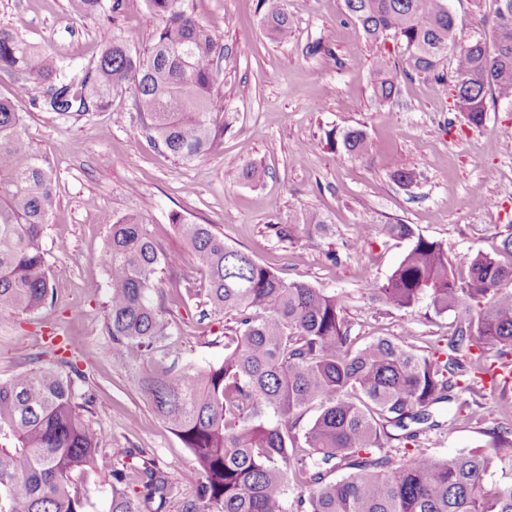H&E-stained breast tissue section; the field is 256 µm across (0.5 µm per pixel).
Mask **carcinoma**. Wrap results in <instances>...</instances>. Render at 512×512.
Masks as SVG:
<instances>
[{
    "label": "carcinoma",
    "instance_id": "cac0c4a2",
    "mask_svg": "<svg viewBox=\"0 0 512 512\" xmlns=\"http://www.w3.org/2000/svg\"><path fill=\"white\" fill-rule=\"evenodd\" d=\"M366 37L394 36L403 66L372 69L375 102L393 99L411 72L449 83L483 123L486 101L512 104V0H494L490 34L466 39L448 0H343ZM160 20L151 45L132 52L116 37L92 73L77 81L40 47L0 28V76L16 93L0 97V322L54 300L43 236L57 197L52 163L25 135L19 102L36 85L34 105L66 115L103 111L118 89L131 91L142 130L168 155L191 161L224 139L216 58L224 54L195 16L194 0H146ZM263 22L277 40L291 30L283 0H260ZM453 58V71L444 61ZM347 154L368 150L360 129L342 135ZM208 277L210 313L236 314L225 336L233 347L219 365L181 368L169 362L172 310L160 273L175 257L154 240L144 213L115 218L104 263L108 302L98 331L108 337L112 364L123 367L160 418L189 449L193 463L173 478L155 456L136 455L139 494L115 469L101 512H170L175 484L190 487L176 512H512V429L484 431L490 450L436 456L421 447L431 408L475 394L479 341L498 357L512 354V225L499 257L482 252L457 277L443 245L410 224H360L356 237L401 239L409 247L370 299L397 310L427 300L460 320L443 358L409 342L353 335L343 300L306 282L290 281L224 241L210 224L172 219ZM326 217L305 212L274 224L281 240L301 243L326 229ZM59 358L0 381V512H90L88 488L77 478L93 470L100 433L81 411L93 404ZM316 416L304 422L308 412ZM397 441L404 448L392 446ZM403 452L395 463L397 452ZM341 471L339 478L333 474ZM308 491L288 502L290 488Z\"/></svg>",
    "mask_w": 512,
    "mask_h": 512
}]
</instances>
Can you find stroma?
Wrapping results in <instances>:
<instances>
[{
  "mask_svg": "<svg viewBox=\"0 0 512 512\" xmlns=\"http://www.w3.org/2000/svg\"><path fill=\"white\" fill-rule=\"evenodd\" d=\"M260 0H196L198 21L224 47L218 103L224 143L184 162L163 153L140 130L128 91L112 95L105 112L58 115L20 102L26 135L54 166L57 206L44 245L55 286L52 305L0 325V379L55 358L45 336L61 328L69 339L82 389L94 403L83 417L103 435L96 473L84 482L101 498L121 450L142 448L172 472L192 456L155 414L124 369L112 365L107 339L96 333L107 308L102 262L118 214L145 211L164 251L179 264L164 271V285L179 294L173 308L176 365H215L224 359L227 317L203 312L207 276L185 248L170 217L178 213L213 225L227 243L304 281L343 297L357 336L414 337L428 350L448 338L455 312L428 303L409 311L372 302L366 281L385 280L406 242L382 236L356 244L358 225L402 222L441 242L454 267L472 255L496 253L512 223V105L488 101L481 126L455 112L449 86L419 75L404 79L392 103L378 106L370 85L377 62L400 61L393 39L370 41L349 17L343 0H286L288 42L274 40L262 23ZM466 37L489 31L493 0H449ZM159 24L144 0H124L121 13L80 15L69 0H0V27L43 48L72 75L84 77L101 49L131 35L132 50L147 47ZM363 130L369 151L345 153L341 135ZM413 170L405 188L392 179L394 164ZM255 166V180L230 182L225 169ZM323 213L327 235L293 245L274 233L300 213ZM66 241L67 251L56 248ZM476 411L427 431L425 448L447 455L487 444L497 410L512 404V384L482 391Z\"/></svg>",
  "mask_w": 512,
  "mask_h": 512,
  "instance_id": "obj_1",
  "label": "stroma"
}]
</instances>
